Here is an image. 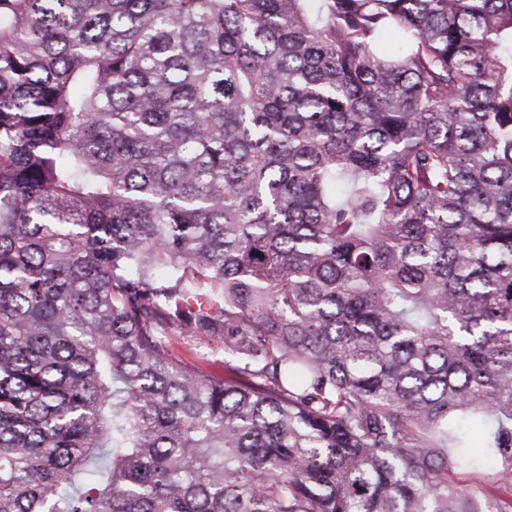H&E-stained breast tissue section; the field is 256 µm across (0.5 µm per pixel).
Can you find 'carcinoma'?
Wrapping results in <instances>:
<instances>
[{"label":"carcinoma","instance_id":"cac0c4a2","mask_svg":"<svg viewBox=\"0 0 512 512\" xmlns=\"http://www.w3.org/2000/svg\"><path fill=\"white\" fill-rule=\"evenodd\" d=\"M483 461L512 0H0V512H512ZM171 339L176 350L183 353L192 367L206 377L219 382L245 381L242 375L225 364L224 347L208 345L192 336L173 335Z\"/></svg>","mask_w":512,"mask_h":512}]
</instances>
